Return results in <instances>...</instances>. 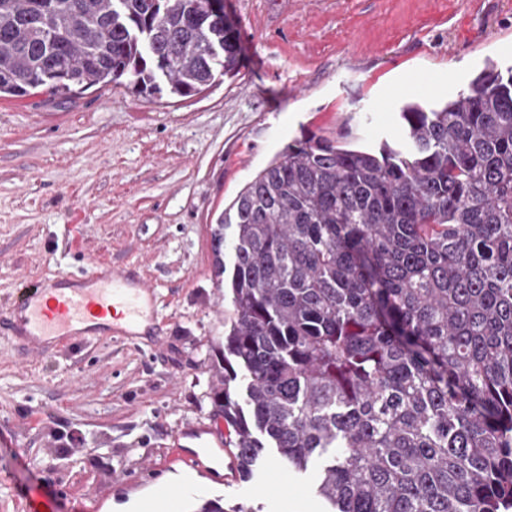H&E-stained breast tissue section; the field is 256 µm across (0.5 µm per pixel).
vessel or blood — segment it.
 Here are the masks:
<instances>
[{
	"label": "vessel or blood",
	"instance_id": "obj_1",
	"mask_svg": "<svg viewBox=\"0 0 512 512\" xmlns=\"http://www.w3.org/2000/svg\"><path fill=\"white\" fill-rule=\"evenodd\" d=\"M68 275L40 278L16 292L0 328L7 329L20 349L45 353L64 343L101 336L137 340L148 335V323L158 316L153 286L141 276L93 263L84 288L68 287ZM191 487L166 486L148 501L144 512H182Z\"/></svg>",
	"mask_w": 512,
	"mask_h": 512
}]
</instances>
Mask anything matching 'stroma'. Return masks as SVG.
I'll return each mask as SVG.
<instances>
[{"instance_id":"stroma-1","label":"stroma","mask_w":512,"mask_h":512,"mask_svg":"<svg viewBox=\"0 0 512 512\" xmlns=\"http://www.w3.org/2000/svg\"><path fill=\"white\" fill-rule=\"evenodd\" d=\"M242 67L200 93L146 96L104 83L70 99L0 98V312L22 280L137 271L155 287L157 343L100 337L43 356L0 335V512H139L190 474L187 430L226 433L210 400V347L231 303L210 226L302 130L338 143L403 142L400 107L427 75L431 104L494 61L512 66V0H224ZM386 111H378V104ZM183 503L327 512L317 473L276 491L232 489L224 457Z\"/></svg>"}]
</instances>
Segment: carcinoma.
Instances as JSON below:
<instances>
[{
	"instance_id": "1",
	"label": "carcinoma",
	"mask_w": 512,
	"mask_h": 512,
	"mask_svg": "<svg viewBox=\"0 0 512 512\" xmlns=\"http://www.w3.org/2000/svg\"><path fill=\"white\" fill-rule=\"evenodd\" d=\"M238 69L208 0H0V96ZM400 119L406 150L302 134L211 225L210 398L242 478L316 463L330 512H512V66Z\"/></svg>"
}]
</instances>
